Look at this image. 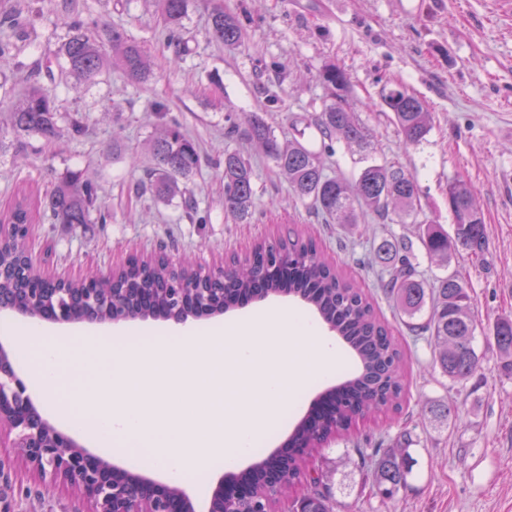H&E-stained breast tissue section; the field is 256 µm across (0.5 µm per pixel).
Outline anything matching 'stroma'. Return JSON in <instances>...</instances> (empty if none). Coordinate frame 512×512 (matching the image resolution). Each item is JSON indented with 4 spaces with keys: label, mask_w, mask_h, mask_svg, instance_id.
Instances as JSON below:
<instances>
[{
    "label": "stroma",
    "mask_w": 512,
    "mask_h": 512,
    "mask_svg": "<svg viewBox=\"0 0 512 512\" xmlns=\"http://www.w3.org/2000/svg\"><path fill=\"white\" fill-rule=\"evenodd\" d=\"M28 2L36 12L29 35L20 41L15 62L0 67V113L25 89L18 64L57 66L55 50L67 35L60 8L46 0ZM72 3L122 27L145 48L154 76L132 85L110 69L97 84L61 96L62 117L79 114L89 126L83 139L47 144L33 136L27 155L18 156L13 134L0 128V212L12 207L18 193L27 194L34 262L74 276L119 267L133 254L159 252L176 263L188 258L208 266L246 255L257 242L278 239L287 230L301 231L363 288L408 354L401 413L414 440L408 485L388 503L372 495L356 451L393 447L399 428L383 415L359 420L309 458L310 466L329 472L336 512H512V376L502 372L495 346L477 335L481 377L449 381L433 368L426 343L395 314L377 271L369 267L372 237H410L414 224L366 229L324 223L295 203L258 144L224 136L226 113H258L277 135L303 130L308 148L320 151V137L309 125L326 94L318 74L330 63L342 67L351 81L349 99L371 131L373 160L398 163L416 176L420 220L450 227L449 180L462 177L474 189L486 250L480 257L457 251L450 269L470 288L479 327L512 317V15L495 11L492 0H413L409 14L401 12L399 0H224L244 30L243 45L230 50L209 37L210 0H192L186 53L178 58L163 45L152 0ZM395 84L424 100L431 113V130L419 144L404 145L382 103L384 89ZM155 103L179 117L200 145L191 188L208 223H190L178 201L160 202L133 190L152 164L145 142L164 131L161 116L151 110ZM116 110L122 114L118 126L112 123ZM116 138L124 146L117 156ZM228 150L242 152L256 173V208L244 223L224 209L221 174ZM70 172L99 183L105 223L52 224L44 217V196ZM224 323L221 316L183 324L147 318L98 331L115 339L142 333L153 342L166 332ZM322 388L314 382L292 393L253 459L280 446ZM438 404L457 407L458 416L444 423L429 420L430 407ZM77 506L76 490L49 487L18 463L0 473V512H74Z\"/></svg>",
    "instance_id": "35a3bbf8"
}]
</instances>
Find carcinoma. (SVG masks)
I'll return each instance as SVG.
<instances>
[{"mask_svg":"<svg viewBox=\"0 0 512 512\" xmlns=\"http://www.w3.org/2000/svg\"><path fill=\"white\" fill-rule=\"evenodd\" d=\"M164 26L167 47L184 46L183 22L190 0H156ZM68 37L57 56L64 65L59 77L47 72L57 85L71 89L78 84H94L109 66L119 67L134 85L151 77L143 47L127 37L125 31L109 26L98 17L79 11L67 13ZM209 35L226 47L243 42L239 16L213 0ZM329 91L322 111L312 116L310 125L321 137L323 154L336 155L335 144L345 142L361 151L372 146V135L348 102L350 78L336 65L319 73ZM42 69L31 67L29 87L11 106L5 121L17 138L30 135L51 143L68 131L73 138L86 134L83 121L71 117L67 128L59 126L57 95L43 86ZM383 105L393 113L395 123L407 145L420 143L430 131V117L423 101L400 84L384 90ZM226 137L239 135L259 143L275 168L288 180L295 201L321 215L327 224H364L371 216L381 223L404 215L416 224L415 236L430 262L448 269L457 248L481 253L486 247V232L474 191L461 177L448 181V207L453 215V231L440 224L415 220L419 212V187L415 176L390 162L371 163L356 177L341 172L330 174L321 155L308 149L298 138L281 141L265 119L252 114L245 126L229 121ZM154 166L146 172V183H138L136 193L150 191L159 199L178 197L189 221L207 223L190 183L195 176L200 154L196 141L183 131L174 118L164 133L148 144ZM224 208L240 221L251 218L255 208V170L239 151H224ZM44 214L53 224L104 223L98 188L79 174L63 178L43 200ZM31 215L27 198L20 196L0 218L3 224H28ZM373 260L381 269V286L390 295L395 310L419 323L408 324L416 337L426 341L432 351V364L453 383L465 382L480 374L481 366L473 343L477 323L471 312V295L459 277L445 274L433 281L419 271V263L408 237L395 235L373 239ZM129 288H171L167 267L151 259L131 258L125 275ZM224 288V309L242 300L288 294L309 305L322 321L348 345L359 370L329 390L315 417L297 427L289 437L288 466L276 472L284 490L299 479L309 455L329 433L350 430L359 418L370 413H397L402 407L405 384L402 375L404 353L389 335L372 303L318 253L316 244L297 234L273 242H260L242 259L224 267V284L206 283V288ZM494 344L503 369L512 374V318H499L493 327ZM404 447L384 451L357 449L358 465L370 471L373 493L384 501L395 499L412 471L407 445L411 430L401 431ZM336 501L330 488L314 490L288 501V512H335Z\"/></svg>","mask_w":512,"mask_h":512,"instance_id":"cac0c4a2","label":"carcinoma"}]
</instances>
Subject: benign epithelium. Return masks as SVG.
<instances>
[{
  "label": "benign epithelium",
  "instance_id": "benign-epithelium-1",
  "mask_svg": "<svg viewBox=\"0 0 512 512\" xmlns=\"http://www.w3.org/2000/svg\"><path fill=\"white\" fill-rule=\"evenodd\" d=\"M30 225L1 224L0 249L14 239L28 240ZM23 275L39 288L0 287V308L53 324H116L135 319H163L183 324L190 318L224 315V289L201 288L196 278L169 288L159 305L147 312L133 309L145 288H121L120 269L95 274L109 288H74L89 283V274H48L28 253L20 258ZM15 352L0 343V452L16 450L33 473L49 485H71L87 504V512H195L188 495L172 482H159L115 465L81 446L74 436L42 417L28 393L26 379L15 369ZM288 455V443L252 466L273 473ZM239 477L225 475L212 491L208 512H246L235 493Z\"/></svg>",
  "mask_w": 512,
  "mask_h": 512
}]
</instances>
